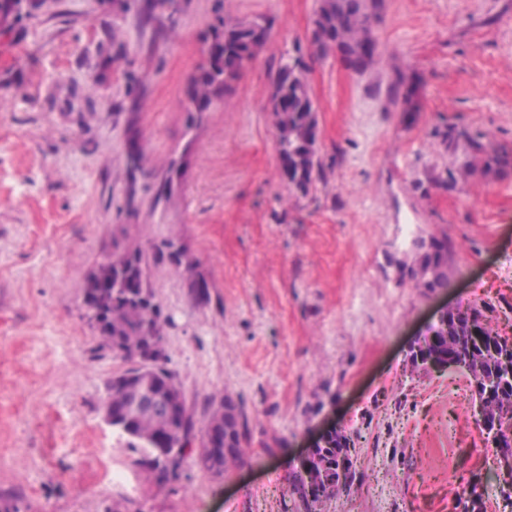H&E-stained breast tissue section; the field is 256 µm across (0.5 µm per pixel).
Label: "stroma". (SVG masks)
Returning <instances> with one entry per match:
<instances>
[{"label":"stroma","instance_id":"1","mask_svg":"<svg viewBox=\"0 0 512 512\" xmlns=\"http://www.w3.org/2000/svg\"><path fill=\"white\" fill-rule=\"evenodd\" d=\"M318 3L178 0L166 35L142 25L141 0L0 16V493L28 512H299L288 478L331 427L354 443L352 484L324 512H512L468 374L409 357L441 310L475 301L512 337V171L463 175L446 138L512 151V0H383L373 69L306 57L323 171L301 194L282 172L270 73L307 46ZM257 17L270 38L188 119L214 27ZM398 77L410 100L389 96ZM421 233L454 245L447 287L410 275ZM130 246L162 249L150 287L196 421L216 394L250 419L224 476L190 455L157 489L102 420L105 382L129 363L102 344L83 288Z\"/></svg>","mask_w":512,"mask_h":512}]
</instances>
